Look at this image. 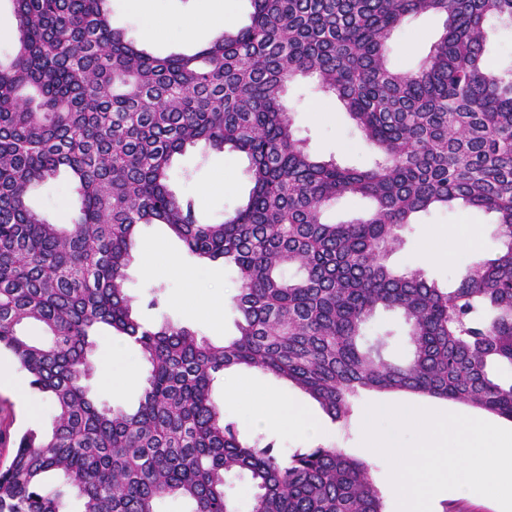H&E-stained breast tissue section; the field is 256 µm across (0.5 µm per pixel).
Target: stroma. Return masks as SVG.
<instances>
[{
  "label": "stroma",
  "instance_id": "1",
  "mask_svg": "<svg viewBox=\"0 0 512 512\" xmlns=\"http://www.w3.org/2000/svg\"><path fill=\"white\" fill-rule=\"evenodd\" d=\"M198 6L199 0H110L108 4L113 27L161 57L193 52L210 40L207 32L192 39L185 36L186 29L197 23ZM444 26L445 17L441 14L429 12L412 18L394 33L387 45L389 66L397 70L418 67ZM285 104L292 114L296 136L304 140L308 151L317 158L357 169L373 164L374 150L364 142L340 102L320 92L312 81L290 82ZM170 186L177 195L193 198L199 221L211 224L247 198L251 188L248 160L242 153L220 152L199 143L174 156ZM28 203L57 224L70 223L78 208L77 195L64 177L33 189ZM449 232H464L468 238L459 242L448 258L432 259L426 245L442 242ZM401 236L402 244L390 256V265L398 270L422 268L429 279L444 286L454 284L465 264L497 257L503 251L495 214L473 207L418 214ZM173 260L186 269V276L167 274L166 268ZM146 261L151 263L152 272L143 271ZM125 288L135 311L145 322L167 318L216 343L236 333L240 315L232 302L238 289L235 269L220 262L198 261L180 240L169 235L164 225L140 226ZM155 291L160 294L161 304L152 308L148 302ZM93 363L89 384L100 402L124 408L137 404L146 376V366L137 348L120 338L102 336ZM13 375L24 383L25 389L19 397L0 387V464L9 461L19 433L40 432L52 423L53 408L48 399L29 387L24 371L14 369ZM271 394L299 402L314 419L328 427L330 447L366 461L383 512H396L389 469L379 456L367 454L361 447L356 418L344 423L332 421L303 391L255 368L226 370L215 382L213 398L240 440L261 447L273 444L275 453L283 457L317 447V440L308 433L290 432L271 421L256 424L253 413L266 406Z\"/></svg>",
  "mask_w": 512,
  "mask_h": 512
}]
</instances>
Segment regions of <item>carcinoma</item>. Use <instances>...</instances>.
<instances>
[{"mask_svg":"<svg viewBox=\"0 0 512 512\" xmlns=\"http://www.w3.org/2000/svg\"><path fill=\"white\" fill-rule=\"evenodd\" d=\"M108 0H12L19 41L0 61V349L54 407L51 432L22 434L0 469V512H236L226 477L245 473L251 512H382L366 462L334 448L278 457L241 441L212 401L231 367L298 387L332 421L370 392L467 404L512 422V69L484 56L512 0H250V23L191 54L160 58L112 28ZM446 16L421 66L397 71L392 34ZM310 78L336 96L380 158L367 169L313 156L283 97ZM205 143L249 160L247 200L220 223L170 188L171 164ZM67 172L69 224L29 192ZM346 195L365 217L328 223ZM471 206L497 215L506 250L444 290L386 260L414 214ZM142 224H164L203 262L233 265L237 334L215 344L168 319L145 325L124 288ZM294 270L291 276L285 270ZM407 326L367 332L379 310ZM29 322L51 336L31 342ZM109 328L148 364L138 407L97 402L95 337Z\"/></svg>","mask_w":512,"mask_h":512,"instance_id":"cac0c4a2","label":"carcinoma"}]
</instances>
